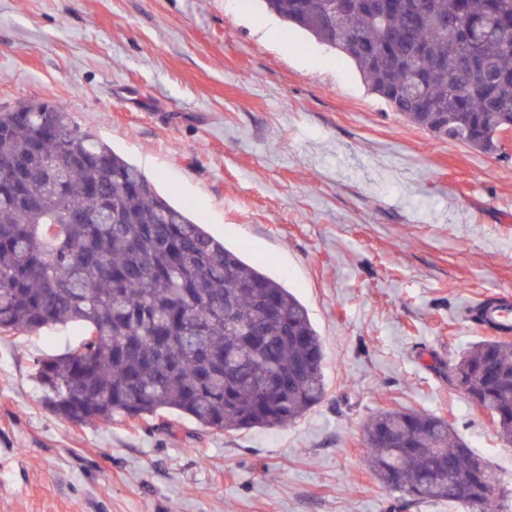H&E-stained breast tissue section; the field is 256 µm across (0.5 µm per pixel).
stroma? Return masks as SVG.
<instances>
[{
	"mask_svg": "<svg viewBox=\"0 0 512 512\" xmlns=\"http://www.w3.org/2000/svg\"><path fill=\"white\" fill-rule=\"evenodd\" d=\"M39 101L292 289L327 391L281 429L77 424L35 380L76 327L0 333V512H390L363 439L388 409L448 419L512 512V447L445 378L494 334L465 308L512 300V140L408 123L260 0H0V106Z\"/></svg>",
	"mask_w": 512,
	"mask_h": 512,
	"instance_id": "35a3bbf8",
	"label": "stroma"
}]
</instances>
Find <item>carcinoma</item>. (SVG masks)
<instances>
[{
  "label": "carcinoma",
  "mask_w": 512,
  "mask_h": 512,
  "mask_svg": "<svg viewBox=\"0 0 512 512\" xmlns=\"http://www.w3.org/2000/svg\"><path fill=\"white\" fill-rule=\"evenodd\" d=\"M335 0H264L267 12L335 49L368 91L411 124L483 154L512 131V0H387L381 15L331 21ZM400 36L377 62L373 48ZM482 66L451 74L448 63ZM0 107V332L72 324V349L40 358L56 416L112 423L171 412L217 430L276 429L326 392L320 337L300 299L212 237L137 166L48 102ZM275 301L272 319L257 299ZM448 381L512 445V343L479 341ZM364 440L399 505L498 512L500 478L447 419L385 410Z\"/></svg>",
  "instance_id": "1"
}]
</instances>
